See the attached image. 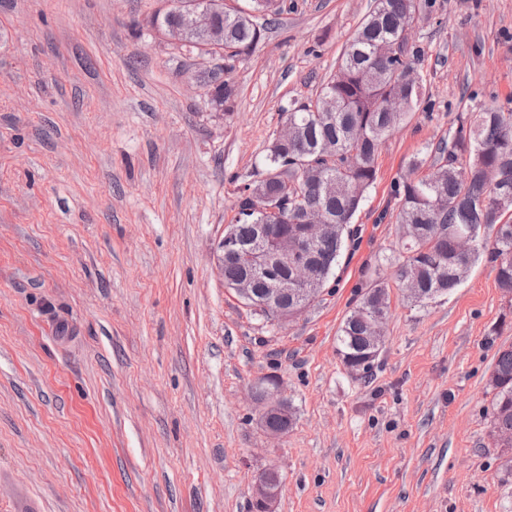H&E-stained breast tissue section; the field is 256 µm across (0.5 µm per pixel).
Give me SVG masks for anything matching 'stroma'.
<instances>
[{
  "label": "stroma",
  "mask_w": 512,
  "mask_h": 512,
  "mask_svg": "<svg viewBox=\"0 0 512 512\" xmlns=\"http://www.w3.org/2000/svg\"><path fill=\"white\" fill-rule=\"evenodd\" d=\"M228 78L233 111L148 21L165 0H0V512H512L488 378L512 306L479 261L392 315L370 382L336 336L402 245L395 190L479 105L512 112V0H429L409 35L420 108L382 143L357 234L284 326L225 288L213 249L284 108L315 98L374 0H284ZM388 263H380V256ZM293 409L265 434L251 387ZM252 396L264 406L261 414V423L265 432L272 438H279L286 434L285 429H272L264 425V420L268 415L278 414L288 417V402L282 397L279 382L272 378H266L255 383L251 388ZM292 424L291 418L287 420L273 418L269 425L272 427H286L287 431ZM283 490L281 474L274 468L262 470L254 486V512H276L277 499Z\"/></svg>",
  "instance_id": "35a3bbf8"
}]
</instances>
